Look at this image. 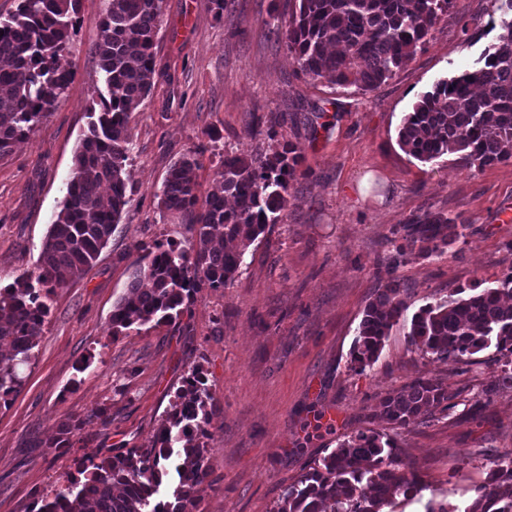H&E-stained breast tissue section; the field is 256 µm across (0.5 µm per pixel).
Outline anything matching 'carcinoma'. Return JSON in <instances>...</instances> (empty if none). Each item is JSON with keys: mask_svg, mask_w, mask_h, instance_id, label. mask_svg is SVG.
Returning a JSON list of instances; mask_svg holds the SVG:
<instances>
[{"mask_svg": "<svg viewBox=\"0 0 512 512\" xmlns=\"http://www.w3.org/2000/svg\"><path fill=\"white\" fill-rule=\"evenodd\" d=\"M80 0H19L0 18V159L30 136L65 96L73 79L65 51L78 23ZM288 18L270 15L288 53L315 81L369 92L409 61L448 15L451 0H294ZM500 11L498 42L476 66L438 81L404 115L402 150L420 162L450 153L469 166L512 161V0ZM163 0H106L95 53L102 88L75 152L63 205L50 224L33 271L0 289V401L22 385L19 369L35 358L36 337L55 289L83 275L98 258L128 202L125 167L132 113L151 91ZM301 149L290 141L257 158L227 153L204 205L197 207L195 169L185 157L170 167L160 203L188 217L189 247L142 248L137 269L112 310V326L175 324L205 289L226 288L245 250L271 224L283 221ZM459 217L424 211L403 225L398 256L442 254ZM465 298L429 303L405 318L401 288L390 284L365 308L350 351L349 369L378 361L392 328L404 323L409 344L440 361H462L491 347L512 356V272L494 288L473 287ZM439 382L416 377L388 393L381 415L397 426L423 425L456 407ZM212 394L198 368L185 376L151 444L117 450L82 464L37 512H190L210 485L206 439ZM84 418L70 415L51 448L69 447ZM400 448L368 429L342 442L287 486L273 512H395L397 497L423 498L428 484L400 464ZM169 488L174 501L159 498ZM464 505L431 497L425 512H512V468L491 469Z\"/></svg>", "mask_w": 512, "mask_h": 512, "instance_id": "1", "label": "carcinoma"}]
</instances>
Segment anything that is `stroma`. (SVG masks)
<instances>
[{
	"mask_svg": "<svg viewBox=\"0 0 512 512\" xmlns=\"http://www.w3.org/2000/svg\"><path fill=\"white\" fill-rule=\"evenodd\" d=\"M293 0H164L150 94L131 122L125 206L107 245L81 277L56 289L35 358L0 407V512H29L113 448L147 445L191 367L213 395L211 487L195 512H271L283 489L338 443L375 429L395 441L406 469L459 504L494 463L512 458V387H493L505 362L487 349L472 363L424 356L394 326L378 361L349 369L365 307L390 282L409 312L512 271V162L470 167L458 155L422 163L398 144L419 95L473 67L497 36L492 0H452L428 43L376 90L303 75L270 11ZM105 0H81L67 58L75 78L29 138L0 159V285L34 270L64 200L102 73L96 25ZM218 132L219 140L208 137ZM291 141L302 149L283 223L246 251L231 285L198 296L178 324L112 327L137 248L184 244L179 217L159 204L171 165L193 155L199 195L228 152L253 156ZM442 210L465 227L445 253L391 258L400 227ZM416 377L456 395L447 416L396 427L380 401ZM107 409L110 425L90 416ZM84 416L68 448L50 447L68 415Z\"/></svg>",
	"mask_w": 512,
	"mask_h": 512,
	"instance_id": "1",
	"label": "stroma"
}]
</instances>
